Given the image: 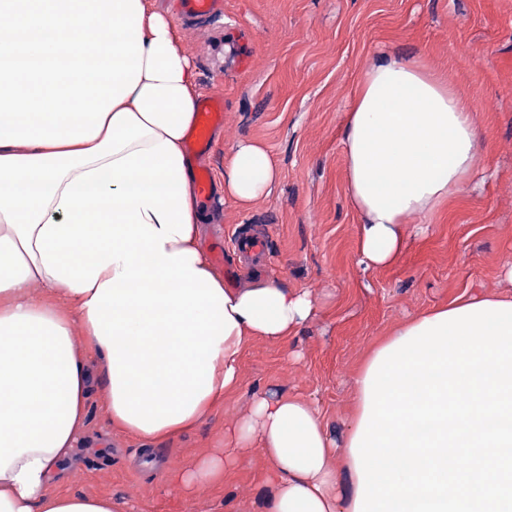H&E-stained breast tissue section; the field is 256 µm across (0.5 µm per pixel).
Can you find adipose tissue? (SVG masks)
Masks as SVG:
<instances>
[{"instance_id":"1","label":"adipose tissue","mask_w":512,"mask_h":512,"mask_svg":"<svg viewBox=\"0 0 512 512\" xmlns=\"http://www.w3.org/2000/svg\"><path fill=\"white\" fill-rule=\"evenodd\" d=\"M196 69L149 0H0V512H119L53 490L100 393L109 430L143 442L196 427L241 380L243 351L281 340L308 292L257 276L225 287L199 245L205 217L184 150ZM345 182L369 267L394 263L406 225L459 193L480 153L476 114L418 60L382 57L342 126ZM278 180L268 150L227 153L225 197L251 207ZM336 443L304 399L256 394L224 452L175 472L185 495L223 483L235 454L269 465L267 512H354Z\"/></svg>"}]
</instances>
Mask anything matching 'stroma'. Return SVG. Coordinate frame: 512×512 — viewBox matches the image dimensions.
<instances>
[{
  "mask_svg": "<svg viewBox=\"0 0 512 512\" xmlns=\"http://www.w3.org/2000/svg\"><path fill=\"white\" fill-rule=\"evenodd\" d=\"M175 26L200 92L224 96V129L206 160L213 176L239 141L262 143L279 171L271 193L247 209L215 192L202 243L225 240V259L239 268L235 287L275 277L308 291L314 313L285 341H252L238 390L182 438L149 449L112 434L92 397L88 446L62 489L136 512H265L270 486L257 452L191 504L170 472L217 450L225 425L266 391L309 401L342 438L355 375L394 328L461 296L512 297V0H224L223 16ZM384 55L425 62L472 100L481 153L478 177L428 223L408 226L393 264L369 269L346 192L341 129L361 71ZM236 231L266 238L265 258L241 263L230 243Z\"/></svg>",
  "mask_w": 512,
  "mask_h": 512,
  "instance_id": "35a3bbf8",
  "label": "stroma"
}]
</instances>
